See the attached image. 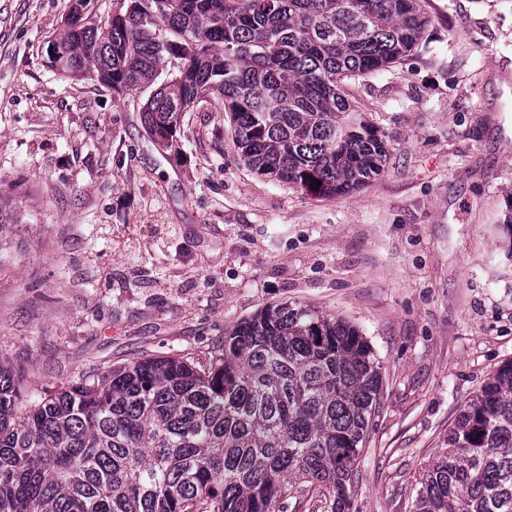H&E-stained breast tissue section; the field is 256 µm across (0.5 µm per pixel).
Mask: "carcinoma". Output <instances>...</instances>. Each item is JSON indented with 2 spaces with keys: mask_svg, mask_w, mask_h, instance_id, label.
Masks as SVG:
<instances>
[{
  "mask_svg": "<svg viewBox=\"0 0 512 512\" xmlns=\"http://www.w3.org/2000/svg\"><path fill=\"white\" fill-rule=\"evenodd\" d=\"M420 2L128 0L53 41L66 78L118 95L156 86L142 109L151 135L174 138L216 98L245 166L345 195L382 173L389 149L341 82L412 54L430 23ZM14 219L0 199V251ZM381 392L357 329L286 303L240 322L203 361L139 360L24 409L20 370L0 359V512H283L311 490L349 512ZM416 484L414 512H512V360Z\"/></svg>",
  "mask_w": 512,
  "mask_h": 512,
  "instance_id": "1",
  "label": "carcinoma"
}]
</instances>
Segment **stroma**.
<instances>
[{
    "mask_svg": "<svg viewBox=\"0 0 512 512\" xmlns=\"http://www.w3.org/2000/svg\"><path fill=\"white\" fill-rule=\"evenodd\" d=\"M71 4L0 0V196L26 210L0 253V358L25 403L310 306L381 366L349 512H413L416 477L512 360V0H422L415 56L344 86L387 164L330 197L242 164L220 102L185 113L173 153L144 127L148 90L62 78L46 48Z\"/></svg>",
    "mask_w": 512,
    "mask_h": 512,
    "instance_id": "35a3bbf8",
    "label": "stroma"
}]
</instances>
